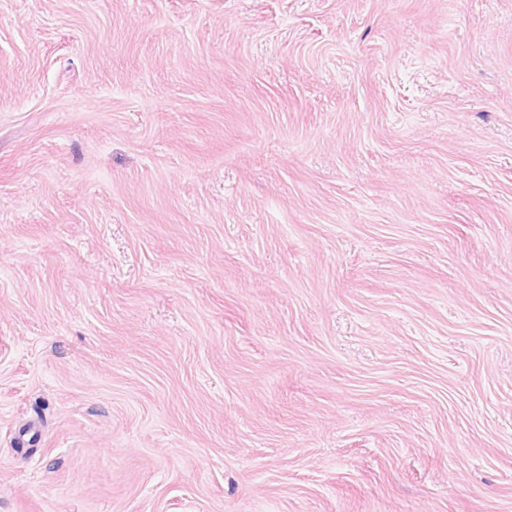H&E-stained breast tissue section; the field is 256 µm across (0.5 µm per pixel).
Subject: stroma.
Segmentation results:
<instances>
[{
    "mask_svg": "<svg viewBox=\"0 0 512 512\" xmlns=\"http://www.w3.org/2000/svg\"><path fill=\"white\" fill-rule=\"evenodd\" d=\"M0 512H512V0H0Z\"/></svg>",
    "mask_w": 512,
    "mask_h": 512,
    "instance_id": "stroma-1",
    "label": "stroma"
}]
</instances>
